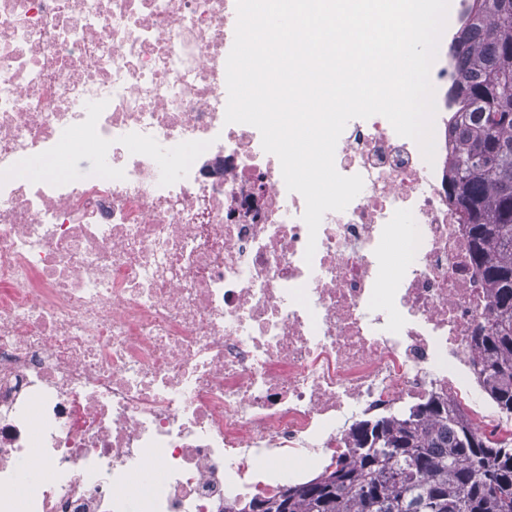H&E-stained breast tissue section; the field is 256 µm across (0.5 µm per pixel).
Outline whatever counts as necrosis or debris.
<instances>
[{
	"label": "necrosis or debris",
	"mask_w": 512,
	"mask_h": 512,
	"mask_svg": "<svg viewBox=\"0 0 512 512\" xmlns=\"http://www.w3.org/2000/svg\"><path fill=\"white\" fill-rule=\"evenodd\" d=\"M473 4L430 70L433 162L350 120L335 167L363 189L308 262L304 198L224 121L236 0H0V512H224L335 463L357 419L488 410L448 202ZM66 146L94 168H48Z\"/></svg>",
	"instance_id": "1"
}]
</instances>
